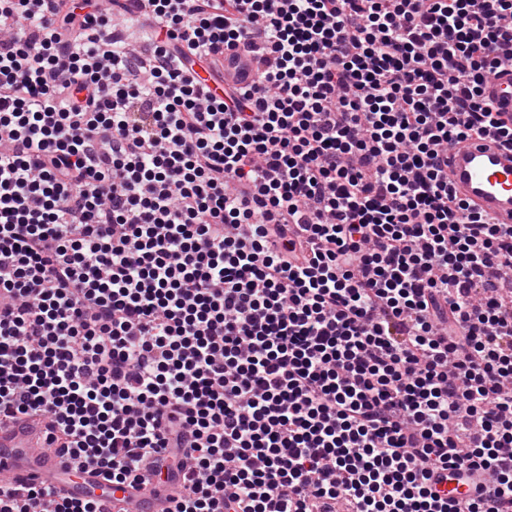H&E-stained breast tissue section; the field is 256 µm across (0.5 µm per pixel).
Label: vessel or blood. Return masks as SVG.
I'll return each mask as SVG.
<instances>
[{"label":"vessel or blood","instance_id":"vessel-or-blood-1","mask_svg":"<svg viewBox=\"0 0 512 512\" xmlns=\"http://www.w3.org/2000/svg\"><path fill=\"white\" fill-rule=\"evenodd\" d=\"M485 97L497 112H512V69L492 75ZM448 181L457 195L496 224H512V151L498 143L496 131L448 148ZM63 459L46 449L39 423L20 421L0 427V477L54 483ZM68 495L99 492L111 512H167L166 495L150 496L129 487L108 488L93 470L81 471L67 483Z\"/></svg>","mask_w":512,"mask_h":512}]
</instances>
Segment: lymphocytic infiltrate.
I'll list each match as a JSON object with an SVG mask.
<instances>
[{"mask_svg":"<svg viewBox=\"0 0 512 512\" xmlns=\"http://www.w3.org/2000/svg\"><path fill=\"white\" fill-rule=\"evenodd\" d=\"M505 68L512 0H0V423L168 512H512V225L448 185ZM447 479L444 476L443 480L437 485L438 489L442 491L441 494H448V498L462 499L470 490V486L466 483L465 475H456L452 470H448Z\"/></svg>","mask_w":512,"mask_h":512,"instance_id":"obj_1","label":"lymphocytic infiltrate"}]
</instances>
